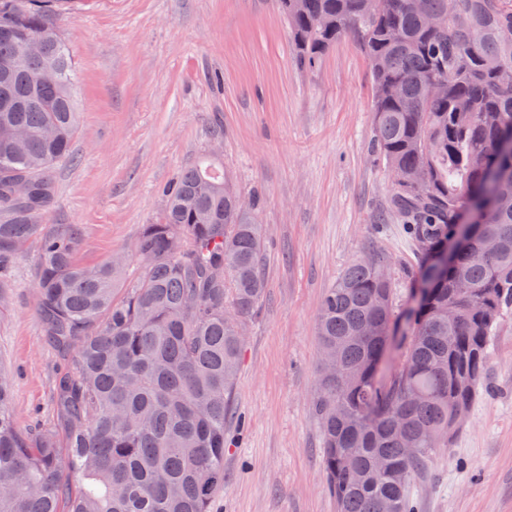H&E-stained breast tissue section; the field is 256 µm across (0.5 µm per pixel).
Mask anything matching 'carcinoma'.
I'll use <instances>...</instances> for the list:
<instances>
[{
  "label": "carcinoma",
  "instance_id": "carcinoma-1",
  "mask_svg": "<svg viewBox=\"0 0 512 512\" xmlns=\"http://www.w3.org/2000/svg\"><path fill=\"white\" fill-rule=\"evenodd\" d=\"M74 2L0 0V268L36 236L55 201L48 171L71 158L75 71L58 20ZM279 6L302 69L346 34L371 61V148L397 176L394 202L421 262L396 362L384 265L354 260L322 298L312 409L325 482L337 512H415L409 486L447 447L455 412L470 409L491 336L512 315V0ZM441 14L448 25L430 29L425 17ZM48 62L59 80L38 86ZM432 81L444 83L437 98L425 94ZM239 198L209 161L180 173L127 253L86 266L74 258L79 228L41 237L36 288L64 361L61 430L18 429L0 370V512H210L246 322L265 293L258 200L244 209Z\"/></svg>",
  "mask_w": 512,
  "mask_h": 512
}]
</instances>
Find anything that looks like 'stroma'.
<instances>
[{
    "label": "stroma",
    "instance_id": "1",
    "mask_svg": "<svg viewBox=\"0 0 512 512\" xmlns=\"http://www.w3.org/2000/svg\"><path fill=\"white\" fill-rule=\"evenodd\" d=\"M80 112L57 202L0 271V369L25 432L54 425L63 359L37 309L39 238L84 235L75 259L128 250L163 189L202 157L261 200L266 294L249 321L224 423V486L211 512H336L312 412L327 288L355 259L387 264L398 310L420 264L371 151L373 86L353 36L313 70L294 62L277 0H77L60 20ZM487 383L447 447L415 478L417 512H512V316L492 338Z\"/></svg>",
    "mask_w": 512,
    "mask_h": 512
}]
</instances>
